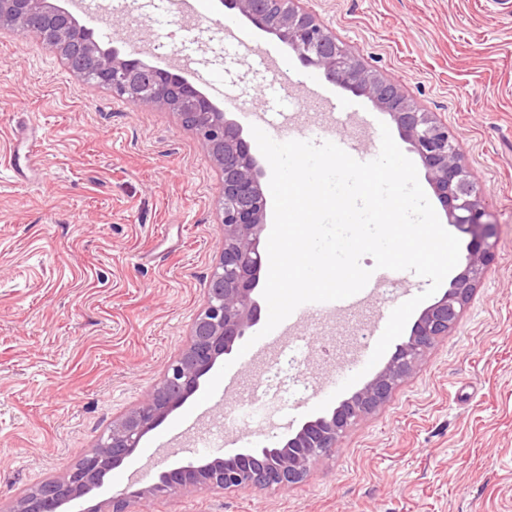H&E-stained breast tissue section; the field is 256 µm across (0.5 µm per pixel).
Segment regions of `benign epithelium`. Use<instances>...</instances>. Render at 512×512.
<instances>
[{
	"mask_svg": "<svg viewBox=\"0 0 512 512\" xmlns=\"http://www.w3.org/2000/svg\"><path fill=\"white\" fill-rule=\"evenodd\" d=\"M294 2L233 0L237 9L261 28L265 27L266 15L276 9L277 34L307 65L323 71L329 81L367 96L391 115L423 165L450 223L470 234L474 242L466 266L454 278L449 293L421 313L408 340L397 348L387 367L361 391L342 401L331 416L304 424L282 450L263 448L232 457L216 456L204 465L189 463L164 471L158 482L132 492L138 499L156 498L168 490L190 485L226 491L264 490L286 489L302 481L313 463L333 454L342 434L359 417L384 403L397 381L440 337L448 335L490 259L484 243L492 236L493 225L485 220L482 192L462 162L453 132L433 113L420 111L396 83L351 57L310 15L297 10ZM43 6L44 0H0V24L14 14L25 15ZM86 65L96 70L99 84L120 96L147 97L165 107L176 101V113L201 138L224 173V243L206 303L193 323L188 349L167 366L160 384L135 412L113 424L108 436L78 466L53 481L51 496L60 507L81 499L85 487L101 469L116 468L131 456L146 431L178 401L176 394L197 388L199 379L216 359L229 352L235 341L253 327L258 312L253 292L256 273L263 263L259 246L267 207L260 182L263 170L250 154L239 127L226 120L224 113L186 78L162 82L152 78L158 69L132 67L118 54L96 48L88 52ZM43 492V484L33 489L20 501L16 512H41Z\"/></svg>",
	"mask_w": 512,
	"mask_h": 512,
	"instance_id": "7a95c632",
	"label": "benign epithelium"
}]
</instances>
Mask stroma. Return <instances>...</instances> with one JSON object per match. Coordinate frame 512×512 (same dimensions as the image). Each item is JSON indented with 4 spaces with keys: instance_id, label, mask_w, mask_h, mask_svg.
<instances>
[{
    "instance_id": "35a3bbf8",
    "label": "stroma",
    "mask_w": 512,
    "mask_h": 512,
    "mask_svg": "<svg viewBox=\"0 0 512 512\" xmlns=\"http://www.w3.org/2000/svg\"><path fill=\"white\" fill-rule=\"evenodd\" d=\"M355 59L395 81L454 133L496 224L490 261L457 324L396 384L389 399L285 490L181 487L129 512H512V6L492 0H298ZM209 29L191 38L176 17L133 0L122 22L98 16L103 49L177 72L232 122L264 114L298 140L336 133L373 149L358 111L391 117L315 68L273 81L295 59L277 36L257 48L227 41L229 10L208 0ZM163 35L173 54L144 44ZM34 137L35 156L17 154ZM0 512L61 478L135 411L190 343L220 258L224 180L178 114L87 83L43 39L0 25ZM427 279L383 288L369 305L305 317L293 338L230 350L222 406L190 395L136 454L63 512L149 486L199 451L222 421L219 452L280 448L357 366L369 322L423 292ZM272 390L258 397L254 385Z\"/></svg>"
}]
</instances>
